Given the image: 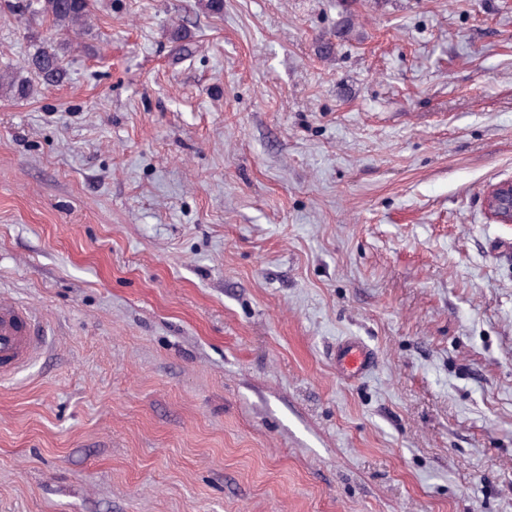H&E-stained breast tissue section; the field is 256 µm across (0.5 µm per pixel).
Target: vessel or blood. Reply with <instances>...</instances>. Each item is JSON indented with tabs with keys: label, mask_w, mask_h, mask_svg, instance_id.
<instances>
[{
	"label": "vessel or blood",
	"mask_w": 512,
	"mask_h": 512,
	"mask_svg": "<svg viewBox=\"0 0 512 512\" xmlns=\"http://www.w3.org/2000/svg\"><path fill=\"white\" fill-rule=\"evenodd\" d=\"M38 349L30 311L19 304L0 302V378L25 365ZM374 365L371 351L361 342L347 339L336 346V374L358 379Z\"/></svg>",
	"instance_id": "b4317fda"
}]
</instances>
